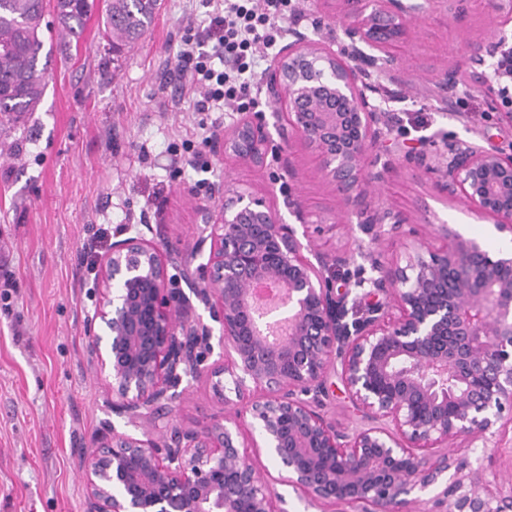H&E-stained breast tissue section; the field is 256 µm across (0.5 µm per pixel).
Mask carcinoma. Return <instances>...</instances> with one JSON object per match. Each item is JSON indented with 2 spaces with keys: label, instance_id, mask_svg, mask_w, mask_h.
<instances>
[{
  "label": "carcinoma",
  "instance_id": "carcinoma-1",
  "mask_svg": "<svg viewBox=\"0 0 512 512\" xmlns=\"http://www.w3.org/2000/svg\"><path fill=\"white\" fill-rule=\"evenodd\" d=\"M160 0H107L103 22L108 50L120 55L151 26ZM92 0H0V120L13 127L37 111L46 91L42 28L58 26L76 41Z\"/></svg>",
  "mask_w": 512,
  "mask_h": 512
}]
</instances>
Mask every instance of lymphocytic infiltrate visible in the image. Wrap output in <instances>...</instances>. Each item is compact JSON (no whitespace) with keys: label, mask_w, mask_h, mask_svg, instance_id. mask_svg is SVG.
<instances>
[{"label":"lymphocytic infiltrate","mask_w":512,"mask_h":512,"mask_svg":"<svg viewBox=\"0 0 512 512\" xmlns=\"http://www.w3.org/2000/svg\"><path fill=\"white\" fill-rule=\"evenodd\" d=\"M213 12L204 34L180 38L181 89L201 113L259 107L258 64L301 15L292 0H205Z\"/></svg>","instance_id":"lymphocytic-infiltrate-1"}]
</instances>
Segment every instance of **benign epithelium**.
Returning a JSON list of instances; mask_svg holds the SVG:
<instances>
[{"instance_id": "7a95c632", "label": "benign epithelium", "mask_w": 512, "mask_h": 512, "mask_svg": "<svg viewBox=\"0 0 512 512\" xmlns=\"http://www.w3.org/2000/svg\"><path fill=\"white\" fill-rule=\"evenodd\" d=\"M342 36L318 42L296 32L263 76L266 97L289 137L312 158L340 208L354 214L368 242L302 254L297 231L266 201L230 184L205 211L209 234L183 260L184 276L203 278L192 296L168 288V259L140 232L112 242L98 269L99 332L88 351L112 392V414L162 436L138 438L112 426L84 451L86 512H288L275 485L308 508L358 504L361 512H512V480L488 478L469 451L501 447L512 430V252H489L441 221L445 241L432 252L406 215L372 208L365 186L385 183L388 162L373 152L390 134L375 103L374 72L394 77L410 22L430 16L433 0H344ZM512 23V0H480ZM505 42L500 29L469 43V68L440 74L443 92L459 75L480 87L487 58ZM268 133L246 116L212 135L216 151L261 164ZM404 162L434 178L465 212L512 236V150L450 137L432 159ZM404 242V259L380 244ZM209 253H204V250ZM346 281L336 290V271ZM261 283L286 298L257 313ZM201 303L219 323L221 361L204 370L198 349L213 328L193 311ZM341 365L352 401L394 430L348 435L318 411L328 372ZM207 374L224 404L243 409L202 429L168 416L183 379ZM458 444H448V441ZM448 444L443 452L435 446ZM277 465L272 475L262 457Z\"/></svg>"}]
</instances>
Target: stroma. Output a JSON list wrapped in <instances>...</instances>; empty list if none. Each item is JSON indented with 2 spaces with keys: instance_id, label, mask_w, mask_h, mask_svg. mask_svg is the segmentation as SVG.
Instances as JSON below:
<instances>
[{
  "instance_id": "1",
  "label": "stroma",
  "mask_w": 512,
  "mask_h": 512,
  "mask_svg": "<svg viewBox=\"0 0 512 512\" xmlns=\"http://www.w3.org/2000/svg\"><path fill=\"white\" fill-rule=\"evenodd\" d=\"M104 9V0H95L76 44L43 30L52 48L43 100L24 127L0 132V512H85L84 450L107 423L124 425L108 407L111 390L87 349L98 230L115 241L143 228L160 248L190 253L200 236L199 209L212 203L194 185L231 181L265 198L287 223L296 221L290 198L321 218L325 229L312 236L317 251L355 248L361 236L310 158L288 148L268 101L260 108L270 146L288 148L287 163L270 157L260 166L242 164L208 144L194 156L180 153L202 115L180 93L176 53L186 27L209 24L202 0H160L149 29L116 60L104 51ZM495 26L477 0H455L451 12L438 8L412 22L400 84L376 83L402 148L450 136L512 146V121L492 85L461 83L445 94L435 86L441 71L462 61L466 43ZM160 184L166 190L158 199ZM368 200L407 213L433 250L442 242L430 226L446 219L490 251L507 241L493 225L446 207L431 181L399 161L384 186H369ZM327 385L322 412L340 431L391 428L390 420L365 417L353 405L339 373H330ZM224 412L203 376L177 399L173 418L199 429Z\"/></svg>"
}]
</instances>
